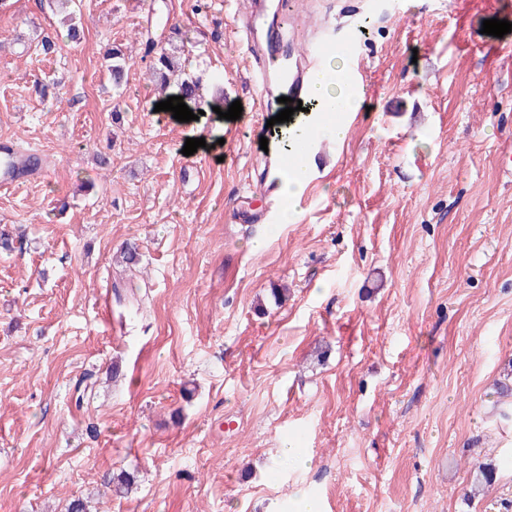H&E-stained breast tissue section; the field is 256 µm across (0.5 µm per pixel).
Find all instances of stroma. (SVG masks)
Segmentation results:
<instances>
[{
	"mask_svg": "<svg viewBox=\"0 0 512 512\" xmlns=\"http://www.w3.org/2000/svg\"><path fill=\"white\" fill-rule=\"evenodd\" d=\"M197 1L80 0L76 42L40 0L0 7V141L44 165L0 189V512H297L299 489L322 512H504L512 32L481 28L512 0H302L356 30L367 93L286 224L230 220L268 208L246 188L286 127L231 31L247 0ZM149 36L189 51L199 119L155 111ZM110 49L134 60L120 93Z\"/></svg>",
	"mask_w": 512,
	"mask_h": 512,
	"instance_id": "obj_1",
	"label": "stroma"
}]
</instances>
